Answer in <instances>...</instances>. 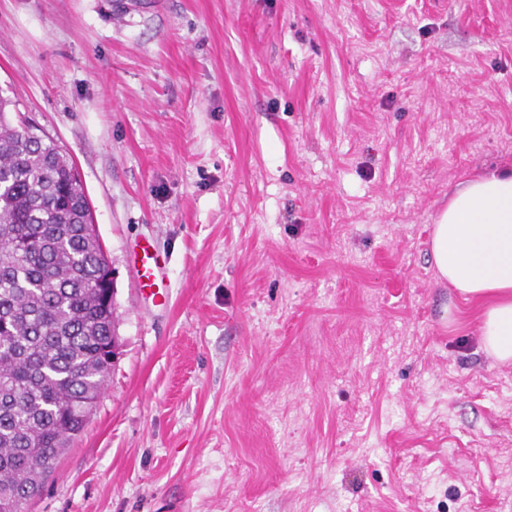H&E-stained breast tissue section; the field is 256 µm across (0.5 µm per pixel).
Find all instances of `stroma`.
I'll return each instance as SVG.
<instances>
[{"label": "stroma", "mask_w": 512, "mask_h": 512, "mask_svg": "<svg viewBox=\"0 0 512 512\" xmlns=\"http://www.w3.org/2000/svg\"><path fill=\"white\" fill-rule=\"evenodd\" d=\"M0 96L77 167L120 342L24 512H512V363L429 255L512 169V0H0ZM134 263L137 265L140 293L144 299L163 298L166 304L167 284L166 269L169 258L161 253L152 241L144 239L138 241L133 248ZM164 288V289H163Z\"/></svg>", "instance_id": "1"}]
</instances>
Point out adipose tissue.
<instances>
[{"label": "adipose tissue", "mask_w": 512, "mask_h": 512, "mask_svg": "<svg viewBox=\"0 0 512 512\" xmlns=\"http://www.w3.org/2000/svg\"><path fill=\"white\" fill-rule=\"evenodd\" d=\"M437 275L464 300H480L483 350L512 362V170L459 187L433 228Z\"/></svg>", "instance_id": "1"}]
</instances>
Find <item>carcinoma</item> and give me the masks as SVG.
<instances>
[{
  "label": "carcinoma",
  "mask_w": 512,
  "mask_h": 512,
  "mask_svg": "<svg viewBox=\"0 0 512 512\" xmlns=\"http://www.w3.org/2000/svg\"><path fill=\"white\" fill-rule=\"evenodd\" d=\"M0 98V512L41 490L111 365L102 249L77 168Z\"/></svg>",
  "instance_id": "1"
}]
</instances>
